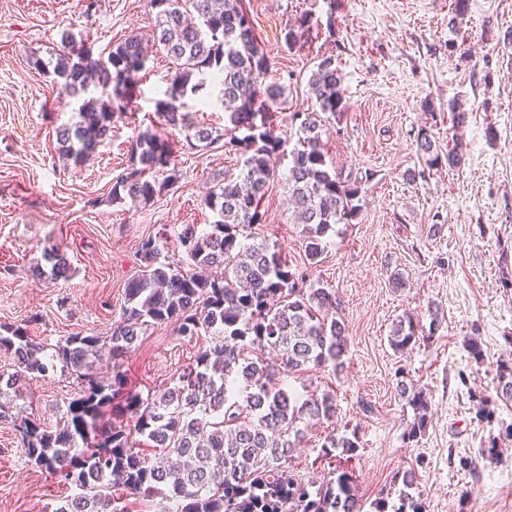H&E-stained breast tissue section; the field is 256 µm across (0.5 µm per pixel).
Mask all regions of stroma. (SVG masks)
Returning <instances> with one entry per match:
<instances>
[{
  "label": "stroma",
  "mask_w": 512,
  "mask_h": 512,
  "mask_svg": "<svg viewBox=\"0 0 512 512\" xmlns=\"http://www.w3.org/2000/svg\"><path fill=\"white\" fill-rule=\"evenodd\" d=\"M453 2L244 0L270 75L288 91L275 121L283 150L257 230L307 282L336 293L349 334L342 371L282 381L303 395L335 392L339 423L357 427L361 446L346 466L363 512L381 497L396 503L409 469L424 512H512V400L494 389L499 362L512 363V0H469L459 20ZM306 12L308 42L287 49L288 26ZM154 22L148 0H102L90 19L82 0H0V326L24 328L38 343L108 335L142 270V240L161 237L163 258L179 262L181 229L213 222L203 200L243 160L220 142L188 151L167 194L135 208L113 202L135 126L161 123L155 106L169 69L157 51L136 85L134 117L115 122L111 141L86 164L63 163L56 129L79 103L33 68L31 55L49 59L66 30L105 55ZM326 54L336 58L347 103L327 124L326 162L358 182L362 207L329 233L311 265L285 176L296 141L291 115L311 108L308 80ZM453 103L468 115L464 126ZM422 131L439 155L462 154L461 166H428ZM49 245L68 259V279L33 276ZM397 272L403 285L393 282ZM433 308V338L397 357L388 343L396 320L411 315L425 327ZM472 338L482 360L470 353ZM204 345L171 325L147 331L122 360L129 390L173 383ZM400 368L430 408L425 434L413 441L414 411L396 391ZM22 391L15 407L52 430L81 386L57 369L28 376ZM71 493L61 475L28 465L14 422L0 421V512H53Z\"/></svg>",
  "instance_id": "1"
}]
</instances>
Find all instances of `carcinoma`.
Returning <instances> with one entry per match:
<instances>
[{
	"label": "carcinoma",
	"instance_id": "carcinoma-1",
	"mask_svg": "<svg viewBox=\"0 0 512 512\" xmlns=\"http://www.w3.org/2000/svg\"><path fill=\"white\" fill-rule=\"evenodd\" d=\"M155 24L147 36L134 34L107 57H95L70 32L53 49L52 74L66 94L79 97L89 87L77 120L56 130L60 153L78 164L112 138V125L138 110L136 75L143 69L145 44L162 51L172 70L166 98L156 114L182 124L190 150L222 140L244 147L234 177L210 190L204 205L216 220L200 229L187 224L179 236L189 264L216 275L190 272L160 261L159 243H141V275L125 288L120 318L108 336H68L43 357L41 346L19 328H6L0 348L13 352L15 371L0 373V397L19 391L29 374H44L55 363L75 377L83 394L69 402L63 425L49 430L28 419L17 425L28 463L61 474L74 494L52 512H147L157 496L163 512H362L351 474L327 472L309 481L294 466V451L311 423H330L321 444L324 457H353L360 448L357 429L336 426V395L324 391L301 398L274 382L280 372L301 375L344 367L348 336L337 319L340 300L319 286L303 289L281 250L252 228L261 223V204L275 176L271 157L282 147L274 116L288 105L285 87L267 81L269 60L257 42L243 0H150ZM311 17L288 28L292 50L309 37ZM222 86L224 132L199 126L184 111L187 93L207 80ZM316 109L295 112L296 143L288 168L293 223L307 259L327 247L337 224L352 223L360 212V186L342 179L325 160L323 135L329 117L346 105L336 60L325 56L308 80ZM249 135L240 139L236 132ZM418 147L429 165L441 164L428 133ZM178 150L153 129L132 137L127 172L112 186V201L133 206L163 195ZM50 270L38 277H68V260L55 248L44 250ZM171 324L181 336L205 338L208 346L185 367L173 385L143 396L127 389L120 361L154 327ZM421 331L413 318L398 320L389 336L403 354ZM112 359L109 382L97 377L92 357ZM414 411L408 438L426 432L428 402L411 381L397 383ZM495 392L512 400V366L497 368ZM143 438L145 453L134 436ZM394 512H423L410 493L414 476H403ZM122 493H114L111 487Z\"/></svg>",
	"mask_w": 512,
	"mask_h": 512
}]
</instances>
